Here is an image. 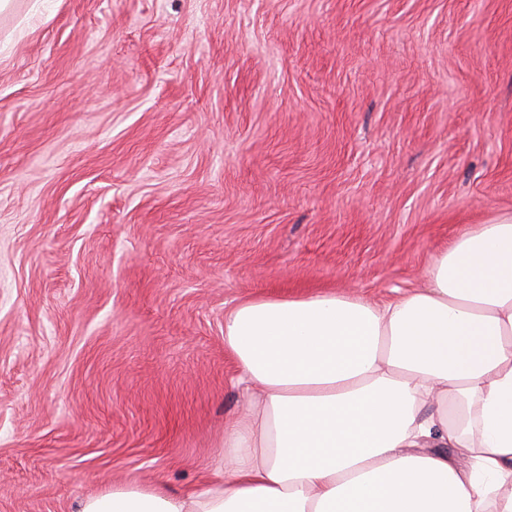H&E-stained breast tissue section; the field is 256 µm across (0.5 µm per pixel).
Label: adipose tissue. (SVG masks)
<instances>
[{"label":"adipose tissue","mask_w":512,"mask_h":512,"mask_svg":"<svg viewBox=\"0 0 512 512\" xmlns=\"http://www.w3.org/2000/svg\"><path fill=\"white\" fill-rule=\"evenodd\" d=\"M248 407L211 478L75 512H512V215L374 303L257 296L224 318Z\"/></svg>","instance_id":"adipose-tissue-1"}]
</instances>
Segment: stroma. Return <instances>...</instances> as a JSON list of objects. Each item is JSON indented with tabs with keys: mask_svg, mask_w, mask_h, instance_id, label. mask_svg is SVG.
Listing matches in <instances>:
<instances>
[{
	"mask_svg": "<svg viewBox=\"0 0 512 512\" xmlns=\"http://www.w3.org/2000/svg\"><path fill=\"white\" fill-rule=\"evenodd\" d=\"M512 213V0H12L0 512L188 491L243 407L224 315L420 287Z\"/></svg>",
	"mask_w": 512,
	"mask_h": 512,
	"instance_id": "1",
	"label": "stroma"
}]
</instances>
